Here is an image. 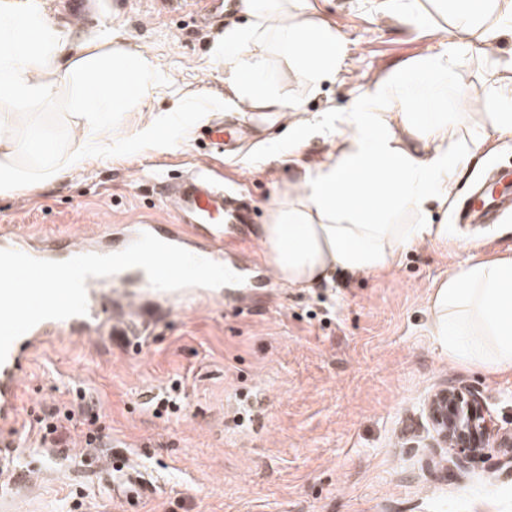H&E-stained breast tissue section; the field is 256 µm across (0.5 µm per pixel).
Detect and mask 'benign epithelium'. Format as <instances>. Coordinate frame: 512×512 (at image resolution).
Instances as JSON below:
<instances>
[{"instance_id":"obj_1","label":"benign epithelium","mask_w":512,"mask_h":512,"mask_svg":"<svg viewBox=\"0 0 512 512\" xmlns=\"http://www.w3.org/2000/svg\"><path fill=\"white\" fill-rule=\"evenodd\" d=\"M425 416L432 431V465L451 464L461 471L486 448L512 449V432L497 431L478 397L467 389H437L427 398Z\"/></svg>"}]
</instances>
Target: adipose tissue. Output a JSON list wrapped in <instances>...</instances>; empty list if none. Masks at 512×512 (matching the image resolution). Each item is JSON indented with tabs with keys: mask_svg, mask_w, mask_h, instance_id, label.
I'll use <instances>...</instances> for the list:
<instances>
[{
	"mask_svg": "<svg viewBox=\"0 0 512 512\" xmlns=\"http://www.w3.org/2000/svg\"><path fill=\"white\" fill-rule=\"evenodd\" d=\"M244 26L224 31V66L236 97L269 112L284 108L269 88L263 49L274 46L297 58L311 78L334 73L342 53L335 31L306 17L299 0H242ZM458 24L479 28L484 45L512 30V0H448ZM0 99L14 114L29 106L69 97L81 120L71 146L57 153L51 131L29 127L19 134L12 116L0 117V193L40 186L82 169L88 151L110 153L98 133L103 112H123L146 98L157 65L112 37L76 35L54 22L49 0H0ZM447 60L427 56L403 73L400 92L447 93L441 79ZM374 86L339 118L337 156L305 171L263 225L261 244L272 276L291 288H313L336 274H377L393 267L407 248L448 242V227L428 223L433 202L447 200L462 157L478 156L483 141L465 155L448 149V123L440 113L394 112ZM489 133L512 138V86L495 87L483 104ZM34 149L39 163L18 164ZM417 216L399 224L398 214ZM431 332L449 359L512 370V260L459 266L432 299Z\"/></svg>",
	"mask_w": 512,
	"mask_h": 512,
	"instance_id": "ef3b65f1",
	"label": "adipose tissue"
}]
</instances>
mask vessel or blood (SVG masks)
I'll return each mask as SVG.
<instances>
[{"instance_id":"b4317fda","label":"vessel or blood","mask_w":512,"mask_h":512,"mask_svg":"<svg viewBox=\"0 0 512 512\" xmlns=\"http://www.w3.org/2000/svg\"><path fill=\"white\" fill-rule=\"evenodd\" d=\"M239 135L237 126L220 120L213 122L209 130L210 145L217 150L225 149L236 142ZM156 187L162 199L174 202L173 222L154 224L146 221L129 225L122 234L123 244H131L140 233L148 232L195 255L224 263L226 252L238 245L244 226L252 221L250 207L237 191L204 169L178 178L160 179ZM511 210L512 177L495 174L465 200L461 218L469 224H492ZM0 249H14L49 261L113 251L112 246L92 235L70 241L51 237L43 246L37 247L24 234L8 226L0 228ZM106 288L111 289V296H103L102 291ZM137 288L147 295L154 292L140 268H128L107 277L87 278V312L68 318L67 326L82 335L98 330L102 315L117 311ZM52 326L49 320L34 326L11 345L5 362L0 364V423L14 416L12 398L27 349L48 334Z\"/></svg>"}]
</instances>
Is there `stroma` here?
<instances>
[{
    "label": "stroma",
    "mask_w": 512,
    "mask_h": 512,
    "mask_svg": "<svg viewBox=\"0 0 512 512\" xmlns=\"http://www.w3.org/2000/svg\"><path fill=\"white\" fill-rule=\"evenodd\" d=\"M380 0H304L312 19L340 36L335 74L311 82L278 52L266 53L285 105L272 123L254 124L235 96L215 44L242 10L205 24L191 9L162 0H53L55 19L119 36L158 65L153 92L129 111L102 118L112 152L90 155L69 178L0 197V225L34 238L106 231L148 217L171 223L156 193L164 175L204 167L253 208L249 237L261 256V226L300 173L329 161L336 115L379 84L394 86L421 57L447 53L448 147L462 153L485 138L482 155L463 160L447 203L429 220L448 227V245L406 251L378 275L337 278L310 290L271 282L262 307L241 285L166 317L138 350L124 337L69 331L49 335L26 355L15 418L0 425L12 472L0 478V512H512V468L486 449L467 472L421 467L430 432L427 396L444 384L478 391L500 430H512V371L487 373L449 360L432 335L431 297L450 271L470 259H512V213L500 224L458 225L457 201L492 168L512 171V139L485 137L479 103L512 81V34L486 49L477 28L457 27L439 0H406L426 17L406 24L381 13ZM253 125L233 153L212 151L202 131L216 117ZM79 117L67 100L36 106L21 126L52 128L66 149ZM474 239L461 249L459 238ZM84 391L99 416L104 447L87 446L82 427L42 444L33 423L71 408ZM175 391L181 411L156 415L146 393ZM149 481L135 504L112 485L109 458Z\"/></svg>",
    "instance_id": "35a3bbf8"
}]
</instances>
